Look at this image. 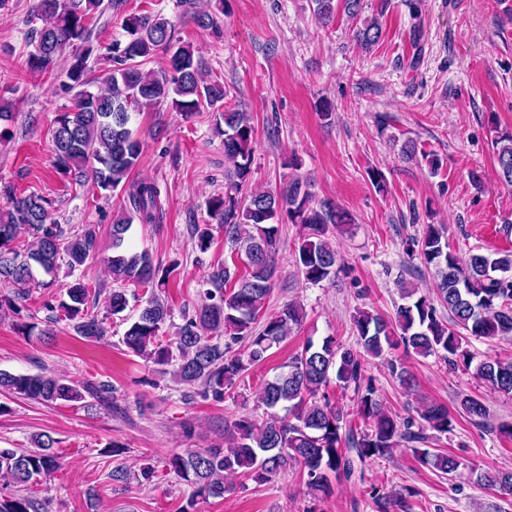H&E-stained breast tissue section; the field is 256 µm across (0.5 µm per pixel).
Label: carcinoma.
<instances>
[{
    "label": "carcinoma",
    "mask_w": 512,
    "mask_h": 512,
    "mask_svg": "<svg viewBox=\"0 0 512 512\" xmlns=\"http://www.w3.org/2000/svg\"><path fill=\"white\" fill-rule=\"evenodd\" d=\"M318 20L328 25L339 7L351 16L363 8L361 0H314ZM102 0H39L34 18L41 26L28 41L31 50L25 68L49 77L68 46L80 45L66 68L69 89L75 91L72 105L56 115L52 137V165L67 177L88 176L104 191L125 185L137 166L143 143L132 130L134 116L171 102L186 116L205 105L216 112L215 131L224 137V195L209 202L210 217L224 230V239L245 257V272L229 266L214 270L204 300L193 314L183 316L176 341L163 340L162 329L172 312L160 297L168 275L159 274L148 251L134 252L126 243L133 221L159 224L164 206L161 189L153 180L129 186L132 211L113 219L112 256L107 266L117 287L108 298L110 314L123 313L129 304L128 286L151 289L147 304L124 332L122 341L132 353L171 374L176 382L196 388L203 400L224 401L244 380L251 367L264 361L268 352L290 336L304 318L298 302L286 304L267 317L261 327L266 299L277 276L279 223L286 218L303 226L293 255L297 273L311 284L330 281L341 270L328 233L351 222L350 214L331 199L315 200L311 183L298 177L275 190L249 188L254 160V126L250 113L224 107V84L207 81L193 46L175 39V29L163 17L131 14L122 22L125 39H114L107 47L113 68L102 86L89 89L88 60L94 52L89 18ZM215 10L196 11L195 25L203 30L217 27L216 12L224 11V0H215ZM381 26L375 19L364 21L355 38L364 48L380 39ZM167 54L164 67L145 70L142 62L157 52ZM498 178L512 187V135L493 142ZM10 206L0 210V283L14 288V295L0 298V312L17 316L13 327L30 336L34 324L20 317L21 301L35 282V269L54 274L59 261L75 272L96 255V232L91 226L64 236L49 209V201L38 193L17 197L10 189ZM32 238L27 252L18 249V239ZM196 246L206 252L213 240L209 224L194 225ZM407 252L432 267L437 276L433 301L415 286L399 282L401 299L394 318L360 310L353 318L357 347H347L333 337L318 346L307 343L287 365V370L264 382L259 402L269 410L261 422L239 417L226 429L225 447L188 448L168 461L170 471L193 488L191 497H222L230 477L268 482L291 467L300 469L307 488L315 496L330 491L329 475L339 483L364 481L365 467L386 459L405 444L414 457L446 476H460L463 463L454 455L422 447L426 429L440 434L452 430L453 418L442 405L428 403L418 412L419 420L402 419L385 409L382 398L366 374L365 357L386 362L401 388L413 391V378L405 367L385 355L397 343L414 353L441 357L450 368L474 369V376L491 389L512 396V362L475 355L463 347L465 336L493 340L512 336V251L474 252L461 259L448 250L443 228L427 226L423 236L412 238ZM233 288L226 289L227 284ZM68 300L58 307L72 322L75 333L86 339L106 336L104 320L85 310L89 289L77 280L66 287ZM448 311V321L437 315L434 302ZM246 344V356L231 353L232 345ZM335 375L341 397L353 392V415L344 413L340 402L327 392L330 375ZM0 391L15 397L53 405L78 403L89 394L105 399L112 386L105 382L77 384L62 376L13 374L0 370ZM462 413L472 420L488 416L481 400L465 397ZM281 409L284 414L276 413ZM55 440L48 434L35 439L36 449L18 452L0 448V473L14 486L49 475L61 467L52 452ZM470 479L500 495L512 496V470L470 468ZM369 495L376 512H411L401 491L385 492L372 487ZM0 512H41L39 503L27 495L0 493Z\"/></svg>",
    "instance_id": "cac0c4a2"
}]
</instances>
